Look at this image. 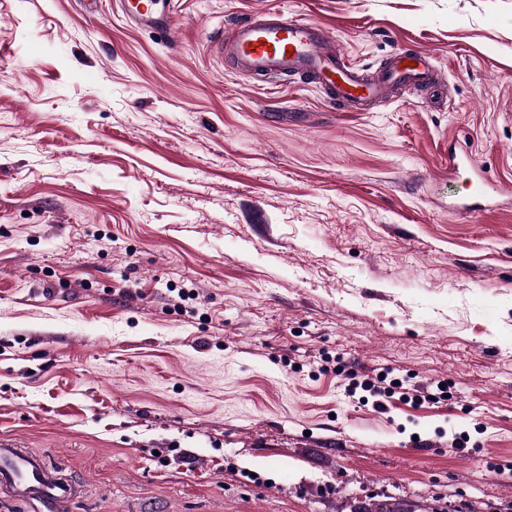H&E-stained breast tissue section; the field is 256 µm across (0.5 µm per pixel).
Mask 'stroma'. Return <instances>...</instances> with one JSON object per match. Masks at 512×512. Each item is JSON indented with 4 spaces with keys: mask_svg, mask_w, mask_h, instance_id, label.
I'll list each match as a JSON object with an SVG mask.
<instances>
[{
    "mask_svg": "<svg viewBox=\"0 0 512 512\" xmlns=\"http://www.w3.org/2000/svg\"><path fill=\"white\" fill-rule=\"evenodd\" d=\"M112 2L0 0V435L76 512H512V197L448 173L512 183V0H178L169 40ZM259 9L432 56L433 101L240 76L211 41ZM467 165L470 175L466 178V197L469 200L481 201L491 194L490 190L495 191V187L483 176L480 167L473 160H469ZM372 379L374 381H372ZM387 380V375L383 373V376L377 374L375 378H367L362 383L361 386L364 391L371 392L373 397H386L392 398L396 393H400L399 399L411 402L414 405H422L424 402L437 403L440 399L445 400L447 391L445 390V385L441 384V382L437 383L436 389L440 391V393H434L430 389V387H418L415 389H407L403 387V384L399 382H395L396 380H390L388 386H381L378 384H383ZM377 383V384H375ZM403 391H396V390ZM407 390H412L415 393H410ZM364 501H361L363 508L362 512H419V508L413 502L393 497V496H366Z\"/></svg>",
    "mask_w": 512,
    "mask_h": 512,
    "instance_id": "35a3bbf8",
    "label": "stroma"
}]
</instances>
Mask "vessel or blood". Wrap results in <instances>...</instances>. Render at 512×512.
I'll use <instances>...</instances> for the list:
<instances>
[{
  "label": "vessel or blood",
  "mask_w": 512,
  "mask_h": 512,
  "mask_svg": "<svg viewBox=\"0 0 512 512\" xmlns=\"http://www.w3.org/2000/svg\"><path fill=\"white\" fill-rule=\"evenodd\" d=\"M126 20L137 28L170 35L176 21V0H116ZM327 29L294 18L285 11H258L225 25L214 47L232 60L236 71L262 80L288 73L305 75L324 100L343 112H369L391 91L430 90L437 84L433 59L397 50L374 71L358 68L344 54L328 50ZM468 168L467 199L480 201L493 185L476 163L462 165L448 158L449 173ZM0 484L27 512H69L75 499L71 483L46 468L41 456L0 440Z\"/></svg>",
  "instance_id": "vessel-or-blood-1"
}]
</instances>
